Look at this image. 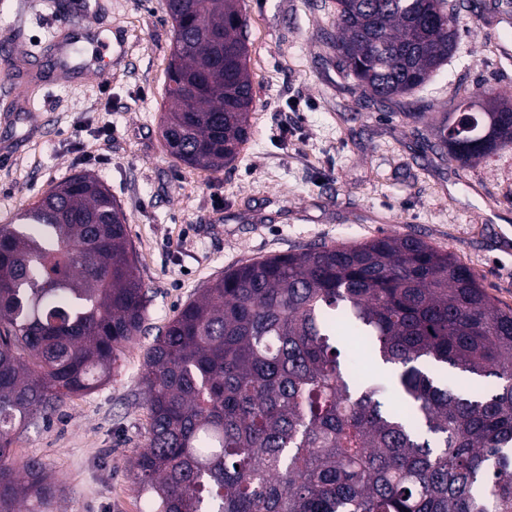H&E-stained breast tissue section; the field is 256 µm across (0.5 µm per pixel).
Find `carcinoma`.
Masks as SVG:
<instances>
[{"mask_svg":"<svg viewBox=\"0 0 512 512\" xmlns=\"http://www.w3.org/2000/svg\"><path fill=\"white\" fill-rule=\"evenodd\" d=\"M243 0H166L162 137L194 169L233 164L254 103ZM446 0H336L332 43L366 102L425 85L458 47ZM512 148V101L479 87L435 149L467 166ZM126 215L89 172L0 225V512L56 486L16 435L110 379L145 333ZM147 512H512V308L409 236L241 264L183 305L140 371Z\"/></svg>","mask_w":512,"mask_h":512,"instance_id":"cac0c4a2","label":"carcinoma"}]
</instances>
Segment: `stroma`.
Listing matches in <instances>:
<instances>
[{
	"label": "stroma",
	"mask_w": 512,
	"mask_h": 512,
	"mask_svg": "<svg viewBox=\"0 0 512 512\" xmlns=\"http://www.w3.org/2000/svg\"><path fill=\"white\" fill-rule=\"evenodd\" d=\"M80 0H0V31L31 81L28 108L0 81V225L70 176L96 175L121 204L148 290L145 335L111 381L72 396L51 424L15 441L59 492L57 512H139L129 465L147 446L138 372L176 310L228 268L313 245L414 236L473 269L512 307V150L460 166L436 127L477 84L512 96V0H448L457 53L413 93L362 103L332 49L336 0H245L251 138L218 173L177 164L159 131L173 29L164 0H97L91 23L123 40L121 59L60 76L50 36ZM111 125L112 140L99 131Z\"/></svg>",
	"instance_id": "obj_1"
}]
</instances>
